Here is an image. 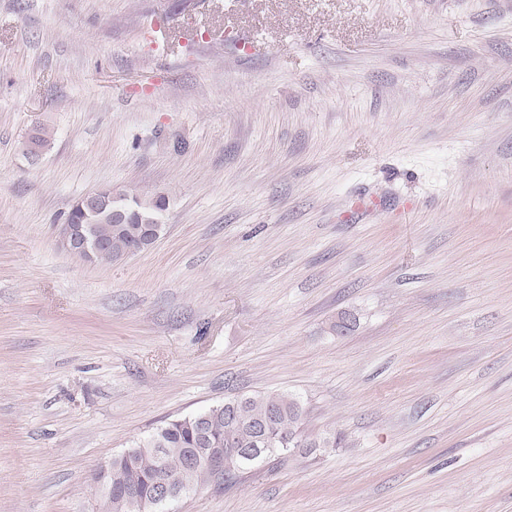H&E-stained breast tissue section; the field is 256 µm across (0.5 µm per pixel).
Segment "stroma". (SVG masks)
Here are the masks:
<instances>
[{
	"label": "stroma",
	"instance_id": "1",
	"mask_svg": "<svg viewBox=\"0 0 512 512\" xmlns=\"http://www.w3.org/2000/svg\"><path fill=\"white\" fill-rule=\"evenodd\" d=\"M103 186L169 201L110 265ZM268 392L341 445L170 512H512V0H0V512ZM118 196L125 197L127 209L130 210V215L124 223H118L108 211L92 218L73 205L68 212L69 224L65 222L58 225L60 247L69 253L80 251L89 257L92 256V253L102 248L103 244L91 239L82 225H79L89 224L91 234L106 243V247L89 262L112 264L133 255L138 244L149 233H154L152 229L159 228L160 233L164 231L162 215L168 207V199L164 194L134 196L130 199L121 193Z\"/></svg>",
	"mask_w": 512,
	"mask_h": 512
}]
</instances>
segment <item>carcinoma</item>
<instances>
[{"label":"carcinoma","instance_id":"cac0c4a2","mask_svg":"<svg viewBox=\"0 0 512 512\" xmlns=\"http://www.w3.org/2000/svg\"><path fill=\"white\" fill-rule=\"evenodd\" d=\"M130 215L119 223L106 211L90 217L79 208L68 212L70 224H88L91 234L106 243L93 262L112 264L134 254L138 244L152 232L164 229L163 212L168 199L161 193L134 196L126 200ZM236 424L235 447L253 448L257 432L263 431L265 451L250 459L229 458L224 463V486L235 485L253 467L282 455L294 456L287 450L288 437L300 442L302 454L326 453L336 449L338 442L315 434L307 428L306 413L293 397L280 393H264L235 398L208 410L175 418L156 428L136 446L112 459L110 482L112 502L102 501L101 512H164V505L154 499L156 484L168 481L183 490H198L212 483L210 473L203 467L189 468L186 457L211 448H226L227 429ZM134 485L140 501L132 503L127 489Z\"/></svg>","mask_w":512,"mask_h":512}]
</instances>
